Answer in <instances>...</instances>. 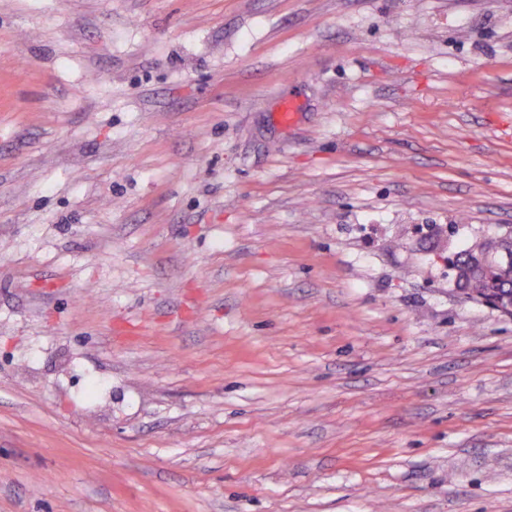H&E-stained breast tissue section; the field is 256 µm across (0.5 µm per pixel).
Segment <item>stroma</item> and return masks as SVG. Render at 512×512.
Instances as JSON below:
<instances>
[{"mask_svg": "<svg viewBox=\"0 0 512 512\" xmlns=\"http://www.w3.org/2000/svg\"><path fill=\"white\" fill-rule=\"evenodd\" d=\"M509 232L512 0H0V512H512ZM479 243L480 253L476 261H473L467 270L463 266L454 269V286L463 295V291L459 289V283L466 280V275L475 274L483 265H486L476 278L466 282L463 290H472L474 298L484 293L502 291L505 287L499 280L497 270L487 265L494 264L509 287L506 292L511 298V305L504 306L503 298L494 295L480 297L479 302L503 315L512 316V290L510 291L512 288V236L509 234L482 237Z\"/></svg>", "mask_w": 512, "mask_h": 512, "instance_id": "obj_1", "label": "stroma"}]
</instances>
